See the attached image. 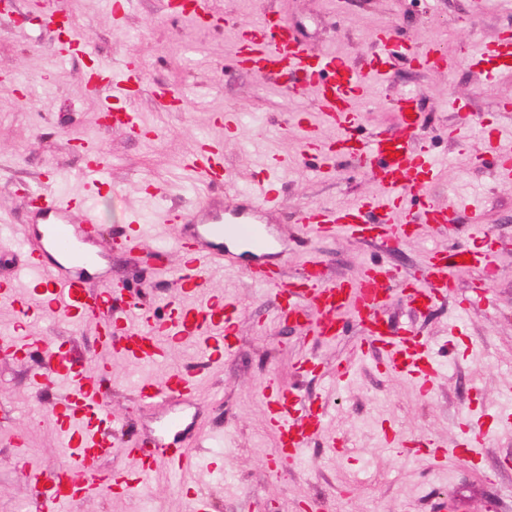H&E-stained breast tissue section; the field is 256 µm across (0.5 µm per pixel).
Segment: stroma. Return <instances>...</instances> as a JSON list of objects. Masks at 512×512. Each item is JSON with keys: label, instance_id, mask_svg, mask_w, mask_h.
Here are the masks:
<instances>
[{"label": "stroma", "instance_id": "1", "mask_svg": "<svg viewBox=\"0 0 512 512\" xmlns=\"http://www.w3.org/2000/svg\"><path fill=\"white\" fill-rule=\"evenodd\" d=\"M113 0H10L0 11V229L19 232L28 220L19 186L90 197L104 228L126 222L130 213L149 229L153 245L171 244L177 227L157 221L161 209L186 208L201 200L205 187L189 166L200 141L224 145V165L232 188L248 190L263 165L282 161V227L297 226L303 207L336 206L383 191L361 164L325 161L305 152L302 113L314 114L312 92L279 97L267 76L234 65L239 35L262 18L294 28L305 46L327 50L363 64L373 52L375 33L390 29L395 41L449 50L446 69L397 60L387 81L369 80L355 100V134L367 138L398 128L394 101L408 90L421 98L425 126L419 135L441 163L443 178L424 189L440 205L457 209L476 200L489 230L497 272L482 283L473 270L457 273L455 291L435 306L415 311L406 284L426 262L432 245L471 243L470 216L459 211L443 228L411 225L408 236L385 247L353 239H321L298 234L288 241L285 280H293L309 259H319L328 278L355 276L373 259H382L400 278L382 312L393 330H414L430 340L440 367L429 392L409 376L380 366L363 346L364 325L344 318L329 344L312 340L308 326L274 318L269 290L252 285L244 273L214 271L211 293L237 305L234 352L204 364L193 345L173 349L167 359L140 364L112 362V388L106 399L113 411L131 416V433L153 439L165 414L183 415L184 445L196 446L202 459L220 473L200 468L199 494L212 512H512V181L494 176L479 161L474 145L500 135L512 151V72L488 84L486 68L464 58L481 40L512 33V0H215L222 24L200 30L170 8V0H132L122 25L112 21ZM65 8L80 24H91L86 55L58 53L55 25L38 22V13ZM135 59L144 82L131 106L153 139L112 129L100 120L97 103L84 87L93 64L113 67ZM164 88L185 99L183 108L165 111L155 97ZM462 109H454L453 100ZM238 112L243 122L229 134L221 115ZM99 151L109 166V184L89 194L80 175L87 150ZM112 270L144 294L155 309L173 297L174 272H157L135 255H113ZM456 335H449V322ZM68 341L74 352L92 358L94 329L77 327L49 312L21 318L10 302L0 301V339L20 335ZM316 356L321 366L301 376L298 359ZM350 364L353 374L337 383L336 368ZM199 373L200 392L191 401L162 407L137 406L133 378L162 379L169 367ZM35 362L0 360V512H19L29 487L11 460L17 444L43 470L69 463L70 450L51 411V393H35L29 377ZM297 388L306 404H326L324 430L314 437L300 463L272 468L274 438L268 427L262 389L268 377ZM485 434L481 463L465 457H439V447L463 441L471 426ZM224 437L210 439L213 429ZM155 512H191V498L169 475L151 479L145 494ZM141 496V497H144ZM139 496L95 494L77 512H140Z\"/></svg>", "mask_w": 512, "mask_h": 512}]
</instances>
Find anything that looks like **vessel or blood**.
Segmentation results:
<instances>
[{"instance_id":"b4317fda","label":"vessel or blood","mask_w":512,"mask_h":512,"mask_svg":"<svg viewBox=\"0 0 512 512\" xmlns=\"http://www.w3.org/2000/svg\"><path fill=\"white\" fill-rule=\"evenodd\" d=\"M268 22L245 31L234 57L238 64L271 74L293 77L290 92L309 87L316 93L318 112L324 123L339 132L338 154L360 158L385 192L383 199L364 198L352 205L326 209L318 205L303 208L302 226L317 235L342 234L364 242L388 245L407 234L408 224L452 223L453 211L429 202L413 215L400 216L402 198L440 178L438 162L429 149L418 143L423 126L416 93L402 95L395 102L399 115L396 131L379 133L370 139L348 142L350 127L356 123L355 98L363 94L366 76L383 81L389 78L397 58L410 56L418 64L443 68L446 54L435 47L418 49L411 44L394 42L388 31L374 36L376 49L364 65L357 66L330 51L310 53L287 30L270 34ZM473 58L494 62L496 71L512 70V36L503 35L496 42L478 44ZM141 86L137 61L121 67H99L86 75V89L99 97L100 109L111 112L113 126L136 131L139 124L134 112H116L112 102L135 95ZM482 160L490 161L499 179L512 180V156L501 152L490 141L477 149ZM195 164L210 183H229L227 168L221 162V146L214 140L202 141ZM280 161L271 162L254 188L237 193L234 205L208 197L190 210L160 211L158 219L176 225L177 276L175 286L183 302L170 304L167 317L155 315L140 295H126L118 282L93 287L90 269L121 251L128 254L146 250V227L137 217H129L120 229L105 234L94 205L85 198H64L54 194L29 191L31 221L18 236L26 250L25 267L32 274L25 296H16L14 283L0 280V298L18 305L23 315L51 312L67 320L98 325V350L106 361L88 373L85 359L74 356L65 344H44L39 338H23L0 348V357L29 360L39 356L41 368L31 376L35 392L48 384H62V391L51 403V411L68 438L70 464L45 473L33 469L23 453H16L15 464L35 489L33 502L42 512L60 503L79 502L103 491L110 495L131 496L145 486L159 467H166L178 477L198 469L201 458L179 440L163 439L117 446L111 426L118 417L105 404L103 381L112 368L110 358L155 363L176 346L192 343L200 353L215 363L229 354L235 343L237 326L235 306L224 297L210 294L207 275L212 270L235 267L241 256L251 257L248 277L257 283L275 287L277 319L298 322L309 310L318 317L313 332L324 339L335 338L345 314L358 317L367 328V345L384 348L387 363L411 374L421 390H429L437 370L429 341L411 330L391 334L381 317L392 270L384 263L366 266L354 279L328 280L319 260H311L299 282L283 280L282 261L288 256V241L273 223L275 212L284 200L278 188ZM108 167L99 153L88 154L80 172L89 188H103L108 183ZM428 263L413 288L412 300L427 309L451 295L455 284L450 277L463 264L491 272L489 254L477 246L454 249L432 247ZM199 379L187 370L170 368L163 380L140 379L136 394L141 406L152 407L170 400L195 397ZM270 423L278 437L272 453L275 468L292 465L322 425L319 413L304 406L299 395L281 386L277 378H268L262 391ZM136 461L132 472H101L99 461L114 448Z\"/></svg>"}]
</instances>
